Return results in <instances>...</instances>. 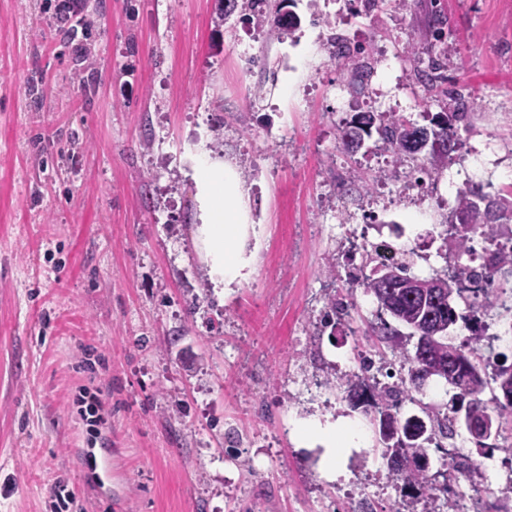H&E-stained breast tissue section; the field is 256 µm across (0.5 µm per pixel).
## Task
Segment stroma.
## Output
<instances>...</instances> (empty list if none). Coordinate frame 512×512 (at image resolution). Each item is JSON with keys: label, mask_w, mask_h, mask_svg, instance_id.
Listing matches in <instances>:
<instances>
[{"label": "stroma", "mask_w": 512, "mask_h": 512, "mask_svg": "<svg viewBox=\"0 0 512 512\" xmlns=\"http://www.w3.org/2000/svg\"><path fill=\"white\" fill-rule=\"evenodd\" d=\"M56 0H0V512H397L404 497L374 433L364 467L321 477L295 435L303 419L366 427L325 378L358 371L377 324L355 287L357 243L402 226L399 243L439 265L448 175L483 150L471 184L501 190L512 169V0H291L301 23L278 36L216 26L218 0H90L91 46L59 32ZM447 32L448 83L465 87L462 149L430 179L429 202L376 182L379 136L343 146L360 112L419 120L443 111L417 81L429 20ZM378 46L363 87L327 40ZM257 61L235 65L238 41ZM219 149L250 189L261 226L252 278L217 298L192 244L198 222L190 156ZM336 271L328 273V258ZM352 308L318 332L326 300ZM197 310H190L191 301ZM106 408L83 461L84 391ZM479 463L471 512L512 499V454Z\"/></svg>", "instance_id": "obj_1"}]
</instances>
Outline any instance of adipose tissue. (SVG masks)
Here are the masks:
<instances>
[{
  "label": "adipose tissue",
  "mask_w": 512,
  "mask_h": 512,
  "mask_svg": "<svg viewBox=\"0 0 512 512\" xmlns=\"http://www.w3.org/2000/svg\"><path fill=\"white\" fill-rule=\"evenodd\" d=\"M199 222L194 246L202 257L207 276L217 292L241 287L253 275L258 234L252 222L250 195L238 169L214 157L202 163L194 177ZM296 435L302 445L324 449L321 473L333 479L340 475L348 448L358 437L349 423H298Z\"/></svg>",
  "instance_id": "obj_1"
}]
</instances>
